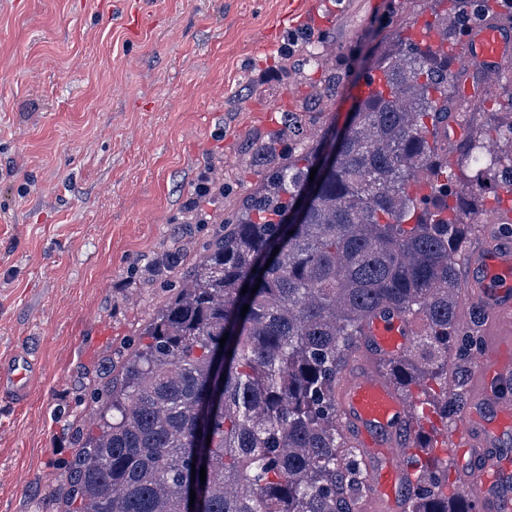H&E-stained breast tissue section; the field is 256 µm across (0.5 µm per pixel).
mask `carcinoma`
Returning a JSON list of instances; mask_svg holds the SVG:
<instances>
[{"label": "carcinoma", "instance_id": "1", "mask_svg": "<svg viewBox=\"0 0 512 512\" xmlns=\"http://www.w3.org/2000/svg\"><path fill=\"white\" fill-rule=\"evenodd\" d=\"M448 3L428 21L439 50L399 31L377 58L384 89L357 102L299 223L284 219L326 140L288 127L255 144L263 189L224 219L112 382L62 485L75 512H189L192 482L203 512H353L364 460L343 433L336 380L379 312L424 320L382 369L419 420L453 415L448 355L456 345L467 358L479 330L457 322V257L475 205L448 154L465 157L471 181L512 191V155L482 151L486 140L512 143V120L492 112L479 135L448 143L468 78L450 67L463 36L512 25V0ZM437 435L432 424L414 442L405 512H475L450 492Z\"/></svg>", "mask_w": 512, "mask_h": 512}]
</instances>
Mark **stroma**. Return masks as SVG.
Instances as JSON below:
<instances>
[{"instance_id":"stroma-1","label":"stroma","mask_w":512,"mask_h":512,"mask_svg":"<svg viewBox=\"0 0 512 512\" xmlns=\"http://www.w3.org/2000/svg\"><path fill=\"white\" fill-rule=\"evenodd\" d=\"M143 18L138 34L123 17ZM0 0V361L36 360L27 401L0 391V512H69L57 488L126 357L262 175L251 145L287 122L344 128L355 82L403 0ZM325 34L318 65L287 34ZM349 75L305 104L330 65ZM224 182L221 197L197 188ZM204 223H193L197 213ZM180 245L151 279L147 261Z\"/></svg>"}]
</instances>
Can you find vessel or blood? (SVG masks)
<instances>
[{
    "label": "vessel or blood",
    "mask_w": 512,
    "mask_h": 512,
    "mask_svg": "<svg viewBox=\"0 0 512 512\" xmlns=\"http://www.w3.org/2000/svg\"><path fill=\"white\" fill-rule=\"evenodd\" d=\"M503 37V30L497 28L478 30L463 55L494 65L501 56ZM466 265V299L484 314L490 339L475 362L474 386L453 434L464 467L457 487L478 512H512V468L502 455L503 438L512 433V400L500 393L501 387L512 384V240L474 248ZM410 342L411 325L404 316L396 312L374 316L365 327L352 368L341 375L336 387V408L352 428L366 461L365 482L376 512L405 508L402 492L410 469L400 436L412 433L417 425L410 402L389 386L373 363L397 355ZM36 369L28 359L1 365L0 386L15 399H24Z\"/></svg>",
    "instance_id": "obj_1"
}]
</instances>
